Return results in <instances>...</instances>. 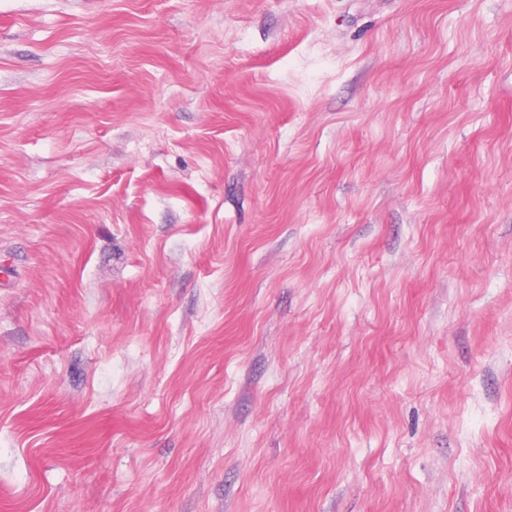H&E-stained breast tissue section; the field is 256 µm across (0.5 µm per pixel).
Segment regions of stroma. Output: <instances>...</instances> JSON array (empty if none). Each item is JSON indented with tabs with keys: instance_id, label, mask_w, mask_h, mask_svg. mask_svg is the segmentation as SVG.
Returning a JSON list of instances; mask_svg holds the SVG:
<instances>
[{
	"instance_id": "stroma-1",
	"label": "stroma",
	"mask_w": 512,
	"mask_h": 512,
	"mask_svg": "<svg viewBox=\"0 0 512 512\" xmlns=\"http://www.w3.org/2000/svg\"><path fill=\"white\" fill-rule=\"evenodd\" d=\"M0 512H512V0H0Z\"/></svg>"
}]
</instances>
